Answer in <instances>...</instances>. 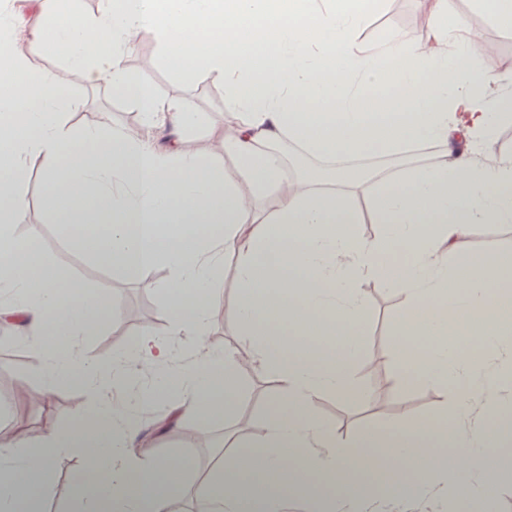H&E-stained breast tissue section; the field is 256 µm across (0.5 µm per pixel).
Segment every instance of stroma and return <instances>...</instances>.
<instances>
[{
  "label": "stroma",
  "instance_id": "obj_1",
  "mask_svg": "<svg viewBox=\"0 0 512 512\" xmlns=\"http://www.w3.org/2000/svg\"><path fill=\"white\" fill-rule=\"evenodd\" d=\"M431 4L432 0H385L383 9L370 15L363 32L364 39L373 42L393 31L409 38L417 37ZM448 20L460 30L477 33L481 42L492 45L491 54L477 56L474 70L489 77V92L503 91L504 78L512 77V34L503 32L487 13L475 10L470 0H448ZM143 39L150 49V63L144 67L128 61L130 73L151 85L158 99L184 98L191 101L197 111L203 112L202 126L182 134L183 149L223 157L224 139L233 133L238 119L234 109L224 101L223 80L216 78L206 85L186 81L162 59L152 32H144ZM74 94L76 102L70 113L72 123H90L105 114L114 125L122 128L132 129L139 125L141 107L132 101L110 94L101 95L99 87L83 84L75 86ZM43 190V168L39 163H31L18 188L27 207L22 223L16 228L17 236L36 239L44 259L62 266L82 280L89 290L106 297L110 307L121 314L105 335L77 337L80 349L92 359L105 361L132 348L141 329L128 322L126 315L136 306L145 307L152 316V332L157 338L170 339L174 327L165 296L168 269L156 268L148 279L132 282L120 271L100 267L64 236L60 217L43 209ZM463 243L472 252L512 256V223L471 225ZM233 265V256H225L224 294L213 312L207 336L208 347L216 351L227 345L241 348L246 345L232 312L237 299ZM359 287L369 327L354 363L353 375L366 397L361 402L348 403L331 395L319 396L314 403L316 414L333 428L338 439L348 442L355 441L368 429L401 419L410 411L428 417L439 430H446L448 424L442 417L444 401L440 388L426 383L403 388L396 382V353L392 338L402 310L399 297L376 278L362 280ZM25 336L26 331L22 328H0V400L11 403L9 411L0 415V430L37 442L68 427L76 413L91 412L96 400L81 388L72 385L49 387L42 378L33 375L30 370L32 349ZM241 379L244 391L240 404L224 422L213 423L197 417L186 420L179 429L160 433L155 426L165 413L164 407L137 414L143 430L149 435L147 445L137 450L139 456L152 459L178 453L191 462L187 491L180 498V512H196L197 487L218 453L225 434L256 439L265 431L268 401L276 391L277 383L256 369L242 372ZM20 384L44 392V401L37 405L15 401L14 390ZM80 468L78 453H69L56 460L53 482L43 493L49 512H76L71 485Z\"/></svg>",
  "mask_w": 512,
  "mask_h": 512
}]
</instances>
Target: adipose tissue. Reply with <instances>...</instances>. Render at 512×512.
Listing matches in <instances>:
<instances>
[{"label": "adipose tissue", "instance_id": "ef3b65f1", "mask_svg": "<svg viewBox=\"0 0 512 512\" xmlns=\"http://www.w3.org/2000/svg\"><path fill=\"white\" fill-rule=\"evenodd\" d=\"M382 2L100 0L93 15L60 17L52 0H31L26 21L12 0H0V320L30 332L41 378L97 397L93 414L69 429L0 450V512H44L40 491L55 458L72 450L84 458L72 484L79 512H170L189 462L130 456L142 441L118 399L167 405L169 428L190 417L223 420L241 399L245 355L273 373L278 391L262 437L226 435L201 493L203 512H287L292 502L305 512H408L420 500L440 506L450 498L495 512L503 477L485 447H500L512 433L502 416L512 306L491 317L483 310L494 289L512 288V260L470 253L459 241L470 225L512 223V156L489 165L474 156L492 145L512 94H475L470 50L480 40L449 28L448 0H434L421 38L393 32L365 43L368 16ZM146 28L186 78H223L225 100L240 116L224 142L238 178L206 153L182 148L179 134L201 121L189 101H158L128 73L126 57ZM27 44L57 49L67 74L40 69ZM72 74L140 104L139 129L70 124ZM160 122L174 134L163 148L150 140ZM452 127L470 135L472 152L449 151ZM284 140L337 166L298 178L267 214L255 193L281 187L275 147ZM373 145L399 159L398 171L360 168L347 178L344 160ZM417 146L429 148L430 160L406 162ZM35 159L44 167V208L62 217L64 235L98 265L130 280L169 269L168 307L187 344L176 349L146 331L121 356H83L76 337L105 333L112 311L104 296L40 260L35 240L16 236L25 202L15 188ZM363 182L373 186L372 221L383 227L369 240L353 228L351 196ZM229 254L244 355L206 343ZM366 278L401 298L398 383L454 385L447 432L410 415L343 443L315 415L320 395H363L353 362L368 326L357 287ZM479 351L493 363H474Z\"/></svg>", "mask_w": 512, "mask_h": 512}]
</instances>
